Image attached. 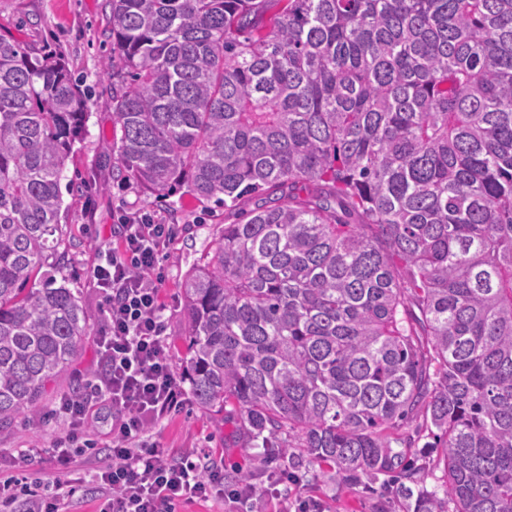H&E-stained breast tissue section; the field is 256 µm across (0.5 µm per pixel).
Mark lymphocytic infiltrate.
Returning a JSON list of instances; mask_svg holds the SVG:
<instances>
[{"label":"lymphocytic infiltrate","mask_w":512,"mask_h":512,"mask_svg":"<svg viewBox=\"0 0 512 512\" xmlns=\"http://www.w3.org/2000/svg\"><path fill=\"white\" fill-rule=\"evenodd\" d=\"M117 233L112 245L98 247L93 268L107 302L97 382L91 394L66 400L59 408L69 419V431L56 444L58 463L70 466L72 449L90 447L84 428L94 407L105 403L112 408V444L98 473L105 490L98 512H174L179 503L213 495L234 503L253 499L251 486L225 489L223 477L205 472L198 457L170 460L153 441V429L182 405L160 298L165 275L159 257L170 244L172 229L152 213L133 210L121 213ZM41 455V449L26 448L12 468L0 467V512H67L81 478L31 482L19 474Z\"/></svg>","instance_id":"1"}]
</instances>
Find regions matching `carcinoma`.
I'll use <instances>...</instances> for the list:
<instances>
[{
  "instance_id": "obj_1",
  "label": "carcinoma",
  "mask_w": 512,
  "mask_h": 512,
  "mask_svg": "<svg viewBox=\"0 0 512 512\" xmlns=\"http://www.w3.org/2000/svg\"><path fill=\"white\" fill-rule=\"evenodd\" d=\"M110 4L125 178L224 206L182 283L196 401L270 458L400 475L406 512H512V0ZM87 111L0 37V424L88 334L53 274L27 288ZM422 410L444 498L402 448Z\"/></svg>"
}]
</instances>
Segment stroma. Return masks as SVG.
<instances>
[{
	"label": "stroma",
	"instance_id": "35a3bbf8",
	"mask_svg": "<svg viewBox=\"0 0 512 512\" xmlns=\"http://www.w3.org/2000/svg\"><path fill=\"white\" fill-rule=\"evenodd\" d=\"M108 0H0V36L16 40L40 54L54 48L66 62L88 99L89 115L67 161L62 185L77 187V195H65L68 203L62 224L60 246L49 259L58 281L75 289L83 304L89 332L69 368L49 384L34 412H23L0 425V456H11L31 446L43 448L41 461L27 468V477L46 480L61 476L62 469L49 452L68 425L57 417L62 401L82 395L98 372V331L106 308L91 269L97 242L111 241L112 226L128 205L153 211L175 228V238L159 263L166 275L160 291L168 322L167 344L176 377H183L186 359V325L181 283L200 264L224 227V210L186 191L159 198L124 180L117 163L122 129L112 112V40L107 33ZM232 423L218 422L214 412L202 409L193 396H186L182 410L154 430L155 439L170 459L186 454L199 456L206 468L223 472L232 482L240 474L250 476L259 494L251 505H238V512H286L300 497L321 500L327 512H378L380 502L393 499L397 481L349 482L329 476L326 467L303 463L296 468L297 482L271 485L272 470L263 449L247 447L232 435ZM101 445L81 448L74 467L84 482L69 503L68 512H96L103 489L95 473L106 454L105 441L112 437V415L100 410L92 428ZM409 459L429 463L428 489L444 492L443 468L423 417H416L403 430Z\"/></svg>",
	"mask_w": 512,
	"mask_h": 512
}]
</instances>
